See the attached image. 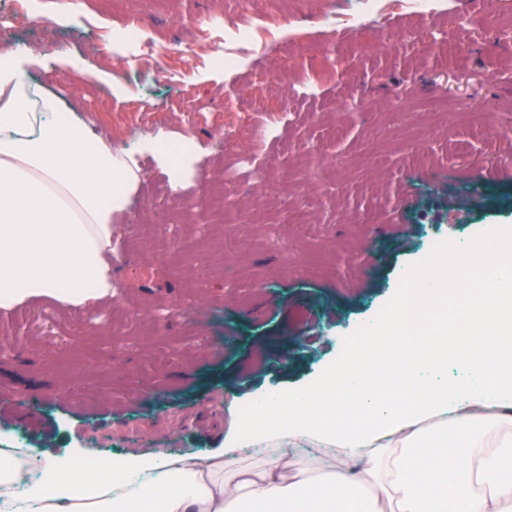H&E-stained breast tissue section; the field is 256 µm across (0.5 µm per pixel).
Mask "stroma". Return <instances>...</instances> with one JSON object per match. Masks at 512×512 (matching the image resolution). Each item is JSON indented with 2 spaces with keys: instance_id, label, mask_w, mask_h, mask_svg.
Instances as JSON below:
<instances>
[{
  "instance_id": "obj_1",
  "label": "stroma",
  "mask_w": 512,
  "mask_h": 512,
  "mask_svg": "<svg viewBox=\"0 0 512 512\" xmlns=\"http://www.w3.org/2000/svg\"><path fill=\"white\" fill-rule=\"evenodd\" d=\"M0 0L11 45L85 67L40 79L141 179L114 216L112 299L0 312V432L63 450L204 455L260 394L335 364L438 237L512 229V0ZM141 50H112L127 23ZM237 39V67L225 62ZM206 148L173 187L140 141ZM430 316L424 352L474 297Z\"/></svg>"
}]
</instances>
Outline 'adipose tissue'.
I'll return each instance as SVG.
<instances>
[{
  "instance_id": "obj_1",
  "label": "adipose tissue",
  "mask_w": 512,
  "mask_h": 512,
  "mask_svg": "<svg viewBox=\"0 0 512 512\" xmlns=\"http://www.w3.org/2000/svg\"><path fill=\"white\" fill-rule=\"evenodd\" d=\"M59 53L0 47V311L37 300L86 308L112 295V217L139 183L126 151L94 136L73 108L32 71ZM146 140L181 184L205 156L194 138L165 151ZM497 274L493 295L473 302L465 322L422 356L411 351L429 310L450 288ZM461 371L449 381L448 364ZM244 431L281 441L255 478L225 475L238 440L208 456L128 457L77 470L45 461L38 480L16 488L19 467L0 462V512H376L358 468L396 447L385 474L395 512H512V236L478 241L455 261L439 260L415 296L393 300L349 353L310 387L267 396ZM342 448L338 471L284 474L282 456L306 441Z\"/></svg>"
}]
</instances>
